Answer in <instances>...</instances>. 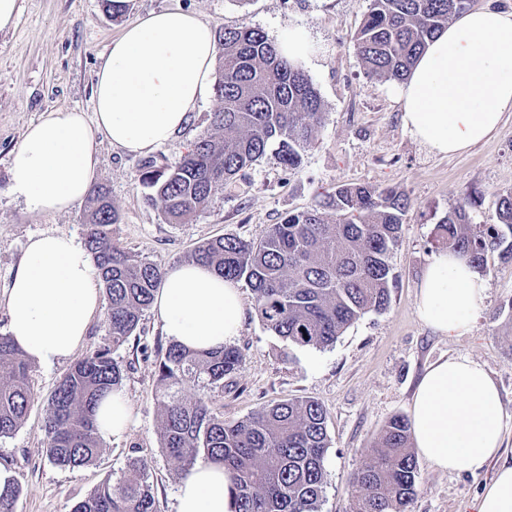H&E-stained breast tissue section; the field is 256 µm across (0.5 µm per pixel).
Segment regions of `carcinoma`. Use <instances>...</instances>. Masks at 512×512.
I'll return each instance as SVG.
<instances>
[{
	"instance_id": "cac0c4a2",
	"label": "carcinoma",
	"mask_w": 512,
	"mask_h": 512,
	"mask_svg": "<svg viewBox=\"0 0 512 512\" xmlns=\"http://www.w3.org/2000/svg\"><path fill=\"white\" fill-rule=\"evenodd\" d=\"M472 8L471 0H369L354 48L371 77L402 81L417 54L449 21ZM224 65L217 85L221 105L212 129L201 135L176 166L143 165L140 181L165 220L194 216L224 184L277 145L289 169L315 140L325 112L311 78L283 57L260 30L219 33ZM410 207L390 187L345 184L318 207L290 213L260 242L218 237L199 245L188 260L245 280L266 328L289 346L326 347L368 311L387 308L393 274L388 262ZM469 202L459 203L437 224V242L470 258L485 271L486 255L512 258V194L500 198L497 222L471 224ZM119 213L106 188L89 199L84 244L99 270L107 299L106 328L112 348L96 349L75 364L48 398L44 433L49 460L60 467L90 465L102 451L94 409L119 389L122 365L111 349L123 345L154 299L164 271L112 239ZM238 350H194L172 342L158 364L161 447L188 473L198 460L229 473L233 512H320L329 448L327 412L312 399H288L234 423L218 416L205 395L224 384L240 363ZM30 363L0 334V437L21 426L34 400ZM411 426L394 417L380 442L353 476V512H407L417 491ZM19 483L0 494V512H15ZM73 512H156L146 463L128 462L78 501Z\"/></svg>"
}]
</instances>
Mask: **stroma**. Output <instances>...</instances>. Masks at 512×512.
Here are the masks:
<instances>
[{
  "mask_svg": "<svg viewBox=\"0 0 512 512\" xmlns=\"http://www.w3.org/2000/svg\"><path fill=\"white\" fill-rule=\"evenodd\" d=\"M121 20L108 18L101 0H18L14 26L0 32V296L4 294L28 238L43 232L82 237L84 209L54 216L30 212L9 191V160L26 128L51 109L92 112L95 73L125 23L152 12L180 9L213 29L252 27L271 41L304 28L317 51L303 62L317 88L325 119L297 169L286 168L275 150L245 174L230 180L208 205L184 224L165 221L147 200L140 180L144 160L156 167L178 163L192 142L209 130L219 106L209 96L189 115L186 127L148 158L98 145L97 184L106 186L120 214L112 236L132 253L160 268L187 262L203 242L218 236L259 241L288 214L318 206L343 184L391 187L411 200L400 242L389 255L394 276L390 302L353 322L336 342L319 349L289 347L263 325L254 293L241 285L245 319L233 340L242 359L222 387L211 390L216 412L237 421L292 398H311L327 412L330 446L321 512H351L357 491L354 472L366 461L385 426L409 416L416 386L440 359L468 357L481 363L498 387L512 454V260L491 252L483 277L484 308L470 333L442 336L416 313L424 271L439 250L435 226L463 199H472L469 221L492 224L499 199L512 193V111L499 130L461 155L442 157L416 140L402 122L398 82L368 76L353 47L367 0H125ZM170 339L153 310L113 347L103 317H96L74 357L51 367L33 365L35 393L24 422L0 437V465L21 485L15 512H71L106 479H119L130 459L147 463L157 512H175L184 474L160 443L157 366ZM113 348L121 362V390L132 412L127 432L106 441L93 464L64 468L50 462L43 431L45 406L60 379L90 351ZM418 489L410 512H475L494 467L476 475L447 473L418 459Z\"/></svg>",
  "mask_w": 512,
  "mask_h": 512,
  "instance_id": "stroma-1",
  "label": "stroma"
}]
</instances>
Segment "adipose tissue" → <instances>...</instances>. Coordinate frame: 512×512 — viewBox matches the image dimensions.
<instances>
[{
	"label": "adipose tissue",
	"mask_w": 512,
	"mask_h": 512,
	"mask_svg": "<svg viewBox=\"0 0 512 512\" xmlns=\"http://www.w3.org/2000/svg\"><path fill=\"white\" fill-rule=\"evenodd\" d=\"M216 40L195 14L165 10L127 24L96 72L93 117L75 109L45 112L25 130L9 161V188L28 210L54 215L83 203L108 141L144 156L172 141L212 84ZM403 123L438 155L462 153L491 137L512 110V12L477 8L449 23L417 58L399 87ZM487 286L467 258L442 251L428 265L416 299L419 319L435 332L471 331ZM7 334L42 366L74 355L102 305L101 278L75 236L30 237L5 294ZM153 310L167 336L193 349L223 347L244 319L234 281L191 262L169 267ZM131 408L115 392L94 411L98 436L123 435ZM505 423L498 388L468 357L427 369L412 402L411 432L419 455L444 472L497 468L477 512H512V458L504 457ZM223 467H194L177 492L176 512H231Z\"/></svg>",
	"instance_id": "adipose-tissue-1"
}]
</instances>
